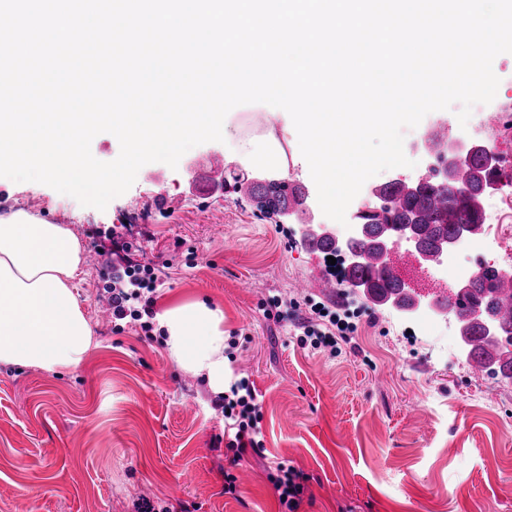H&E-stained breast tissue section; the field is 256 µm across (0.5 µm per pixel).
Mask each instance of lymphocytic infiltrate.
<instances>
[{
    "label": "lymphocytic infiltrate",
    "mask_w": 512,
    "mask_h": 512,
    "mask_svg": "<svg viewBox=\"0 0 512 512\" xmlns=\"http://www.w3.org/2000/svg\"><path fill=\"white\" fill-rule=\"evenodd\" d=\"M110 253L114 258L111 288L113 332H121L120 322L126 318L138 321L142 330H150L149 319L154 315V284L157 280L154 268L136 260L128 244L113 242ZM262 306L270 319H282L288 310L302 313L299 343L316 350H337L339 343H350L356 331L354 324L319 303L303 306L294 299L285 303L271 298L263 301ZM214 406L224 415L228 436L226 448L232 452L234 460H241L248 450L257 454L263 452L261 406L252 382L245 378L235 381L224 396L215 399ZM268 479L285 512H297L307 491V475L294 466L279 462Z\"/></svg>",
    "instance_id": "obj_1"
}]
</instances>
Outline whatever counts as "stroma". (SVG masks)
<instances>
[{"mask_svg":"<svg viewBox=\"0 0 512 512\" xmlns=\"http://www.w3.org/2000/svg\"><path fill=\"white\" fill-rule=\"evenodd\" d=\"M495 99L460 125L456 109L426 115L404 132L414 168L383 171L363 185L417 180L430 157L422 143L438 128L449 144L491 145L512 158V53L498 55ZM223 143L193 147L177 167L143 166L135 183L105 210L85 207L49 186L0 180V215L25 210L67 225L84 251L111 232L123 234L158 276L156 307L202 300L224 313L235 338V378L253 382L261 405L263 454L246 452L248 475L224 490L229 464L224 417L198 377L168 355L159 331L139 323L114 333L100 311L108 298L99 268L85 265L74 294L99 344L78 368L47 373L0 366V512H132L147 497L157 512H279L268 479L275 463L302 470L308 490L297 512H512V381L475 372L443 355L422 324L364 297L330 295L323 253L302 243L306 224L327 218L316 186L282 115L259 103L234 108ZM275 139L288 167L282 178L307 201L284 222L260 214L241 190L196 194L191 170L221 153L227 165L263 177L242 149ZM311 298L357 326L337 355L298 345L296 317L266 318L260 303Z\"/></svg>","mask_w":512,"mask_h":512,"instance_id":"35a3bbf8","label":"stroma"}]
</instances>
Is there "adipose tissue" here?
<instances>
[{"label":"adipose tissue","instance_id":"obj_1","mask_svg":"<svg viewBox=\"0 0 512 512\" xmlns=\"http://www.w3.org/2000/svg\"><path fill=\"white\" fill-rule=\"evenodd\" d=\"M82 271V247L69 227L23 210L0 215V365L48 373L82 365L97 345L71 287ZM154 321L170 357L223 394L233 380L223 312L203 302L175 304Z\"/></svg>","mask_w":512,"mask_h":512}]
</instances>
